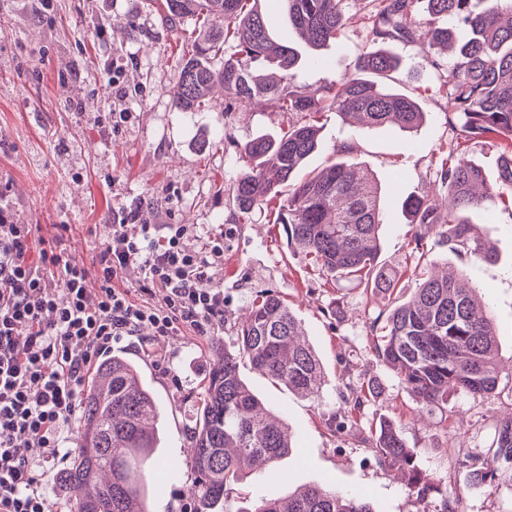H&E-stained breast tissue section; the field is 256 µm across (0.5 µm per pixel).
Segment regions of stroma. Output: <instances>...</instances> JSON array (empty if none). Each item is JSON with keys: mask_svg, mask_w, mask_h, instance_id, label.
<instances>
[{"mask_svg": "<svg viewBox=\"0 0 512 512\" xmlns=\"http://www.w3.org/2000/svg\"><path fill=\"white\" fill-rule=\"evenodd\" d=\"M346 25L322 49L325 66L304 64L299 81L307 90L352 71L367 43L360 0H345ZM196 26L170 17L164 0H0V201L13 220L37 224L46 238L69 225L61 247L69 259L92 265L110 224L135 210L147 224H193L200 236L223 234L224 263L214 268L224 289V320L207 336H174L148 350L117 346L140 365L143 379L164 407L160 459H176V477L151 498L154 512H188L193 480L187 429L194 397L207 376L214 346H228L256 292L271 289L293 310L316 351L325 376L322 400L306 399L242 365L245 382L294 431L298 446L274 470H253L229 497L249 507L259 495L284 493L310 482L365 495L376 512H442L446 495L458 512H512V468H502L491 485L476 486L458 453L481 455L492 445L497 418L512 414V379L495 393H458L450 407L464 420L450 425L430 408L415 419V398L376 358L371 322L388 297L355 282L335 283L313 272L304 254L291 250L281 225L266 215L239 219L229 187L240 171L236 147L262 134L277 135L296 115L263 105L225 113L223 96L197 112L174 108L181 75L182 42ZM403 60L392 86L414 97L427 117L401 132L361 128L327 113L320 145L307 161L317 171L336 158L337 145L386 184L387 209L378 264H411L414 227L398 210L411 195L431 193L442 158L455 148L438 80L418 46L397 43ZM120 61L127 97L120 107L132 117L112 128V63ZM476 233L496 257L473 263L447 245L433 246L440 268L477 288L496 325L503 368L512 367V200L470 213ZM375 382L377 398L354 424L335 431L329 414L341 407L340 393ZM397 423L417 466L430 474L435 492L417 495L406 478L381 465L368 439L382 417Z\"/></svg>", "mask_w": 512, "mask_h": 512, "instance_id": "stroma-1", "label": "stroma"}]
</instances>
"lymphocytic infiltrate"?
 Returning a JSON list of instances; mask_svg holds the SVG:
<instances>
[{
    "label": "lymphocytic infiltrate",
    "mask_w": 512,
    "mask_h": 512,
    "mask_svg": "<svg viewBox=\"0 0 512 512\" xmlns=\"http://www.w3.org/2000/svg\"><path fill=\"white\" fill-rule=\"evenodd\" d=\"M224 237L192 224L110 225L92 267L70 262L58 239L0 209V512H46L40 487L78 411L85 377L112 344L149 328L154 338L209 335L224 319L212 270ZM139 264L141 301L120 287ZM57 272L67 298L48 292ZM98 286L88 290V278Z\"/></svg>",
    "instance_id": "1"
}]
</instances>
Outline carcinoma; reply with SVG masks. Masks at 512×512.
<instances>
[{
    "label": "carcinoma",
    "mask_w": 512,
    "mask_h": 512,
    "mask_svg": "<svg viewBox=\"0 0 512 512\" xmlns=\"http://www.w3.org/2000/svg\"><path fill=\"white\" fill-rule=\"evenodd\" d=\"M425 2L428 29L412 25L415 5ZM344 0H280L288 23L313 50L344 29ZM369 44L354 71L308 95L297 81L301 54L271 37L260 0H165L169 14L194 21L199 35L182 44V68L172 101L182 112L205 106L216 86L224 88V111L236 112L263 98L282 112L301 113L308 121L288 125L277 136H258L238 149L242 172L229 188L244 219L266 212L283 225L288 246L304 253L314 270L334 281H357L388 294L393 301L370 325L379 361L401 380L422 406L448 409L455 392L484 396L501 382L493 318L471 288L432 274L419 279L409 297L394 296L400 276L377 263L379 230L386 222L382 188L374 174L337 149L338 160L316 173L304 172L320 143L322 114L360 119L366 128L410 130L426 117L410 95L389 87V73L401 60L387 45L419 46L437 73L445 94L448 122L463 142L491 139L502 150L498 181H486L480 165L459 150L443 159L439 180L444 208L424 196L402 203L409 223L420 227L415 239L414 271L431 266L424 238L437 235L473 262L490 261L493 247L472 232L467 213L494 204L512 191V0H494L487 10L479 0H365ZM462 28L467 40L453 39ZM234 52L224 53V45ZM453 45V60L439 54ZM253 369L303 397L320 399L322 368L304 337L297 316L271 291L256 296L249 317L236 330L233 349L217 357L197 393L189 426L195 484L193 512H375L360 495H345L313 483L279 496L257 499L235 509L227 487L252 472L271 468L294 448L277 416L262 405L241 378L240 365ZM378 387L351 390L341 418L352 421ZM162 407L137 366L114 353L98 362L82 396L77 448L58 476L71 492L68 512H151L150 495L159 474L146 469L160 445ZM371 450L379 463L412 472L420 495L435 489L432 478L415 465L414 453L391 420L380 422ZM477 484L492 483L497 470L512 466V416L495 423L494 446L464 461Z\"/></svg>",
    "instance_id": "1"
}]
</instances>
